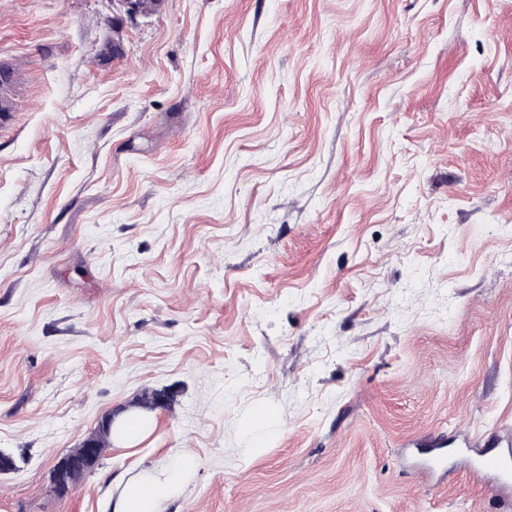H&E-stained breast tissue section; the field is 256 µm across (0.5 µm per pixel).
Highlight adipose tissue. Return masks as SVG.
Segmentation results:
<instances>
[{
	"label": "adipose tissue",
	"instance_id": "obj_1",
	"mask_svg": "<svg viewBox=\"0 0 512 512\" xmlns=\"http://www.w3.org/2000/svg\"><path fill=\"white\" fill-rule=\"evenodd\" d=\"M197 462L184 453L144 477L128 481L112 506V512H163L194 472Z\"/></svg>",
	"mask_w": 512,
	"mask_h": 512
}]
</instances>
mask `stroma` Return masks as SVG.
<instances>
[{
  "label": "stroma",
  "mask_w": 512,
  "mask_h": 512,
  "mask_svg": "<svg viewBox=\"0 0 512 512\" xmlns=\"http://www.w3.org/2000/svg\"><path fill=\"white\" fill-rule=\"evenodd\" d=\"M111 14L0 0V512H108L182 453L164 512H507L466 442L512 432V0ZM115 423V417L112 413L107 414L104 421L108 432H100L99 430L94 431L90 436L93 437L98 445V456L99 461L104 456V453L111 446V435L114 440L118 443H129L135 441L144 436L149 431L148 422L146 419H136L135 423H132V419L122 421L120 427L116 429L114 434L109 432L113 430ZM85 447L88 448L85 456L81 459H65L59 461L55 465V479L58 484L63 485L66 474L75 467L88 466L90 468L95 467V456L91 451L94 448V443L91 440L85 442ZM89 471L75 470L69 472L66 477V483L68 488H73L76 484L88 473ZM68 489V490H69Z\"/></svg>",
  "instance_id": "stroma-1"
}]
</instances>
